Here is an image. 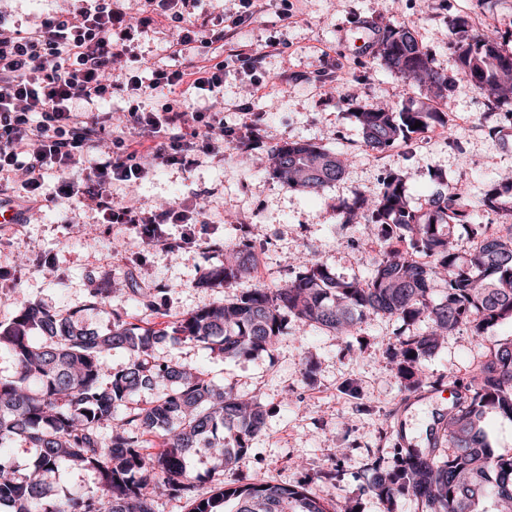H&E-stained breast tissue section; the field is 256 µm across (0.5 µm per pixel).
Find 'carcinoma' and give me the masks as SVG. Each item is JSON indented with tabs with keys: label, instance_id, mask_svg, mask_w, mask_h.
<instances>
[{
	"label": "carcinoma",
	"instance_id": "cac0c4a2",
	"mask_svg": "<svg viewBox=\"0 0 512 512\" xmlns=\"http://www.w3.org/2000/svg\"><path fill=\"white\" fill-rule=\"evenodd\" d=\"M448 39L459 73L483 95L504 90L493 101L512 108V50L464 18L450 22ZM375 58L407 84H424L448 98L454 80L431 66L413 25L383 29ZM352 116L364 147L374 153L447 122L446 113L423 101L371 105ZM271 161L275 179L308 194L334 184L346 166V159L311 140L275 147ZM434 181L442 189L424 207L409 200L403 175L389 173L377 192L357 191L338 208L339 223L377 229L359 245L365 278H339L326 262L308 261L281 286L248 288L170 326L155 328L133 314L116 319L105 333L85 328L76 312L61 316L39 304L23 307L0 325V350L16 363L13 375H0V508L158 512L157 500L167 497L185 502L188 512H338L303 485L268 481L230 487L221 481L213 495L198 497L199 476L189 469L190 459L209 455L213 474L232 469L264 428L266 412L258 400L241 399L200 370L158 359L155 345L168 339L234 359L271 349L290 318L335 335L374 316L423 321L426 329L398 341L391 355L405 386L417 389L426 380L421 362L461 326L479 337L512 322V227L505 235L491 231V223L474 219L464 191L444 185L440 173ZM481 204L488 213L512 217V179L491 182ZM453 224L466 226L479 241L466 257L450 239ZM225 251L230 258L207 268L201 284L224 288L254 273L253 252L239 246ZM114 351H128L132 359L114 369L107 363ZM154 389L153 400H136ZM489 414L512 420V338L473 369L464 393L438 416V436L424 448L397 449L392 467L372 462L363 490L389 504L411 497L420 512H493L502 503L512 505V455L491 447L481 427ZM20 441L34 448L37 479L17 475L10 450ZM62 465L94 473L96 489L55 493L50 478Z\"/></svg>",
	"mask_w": 512,
	"mask_h": 512
}]
</instances>
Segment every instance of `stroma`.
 Segmentation results:
<instances>
[{
    "label": "stroma",
    "mask_w": 512,
    "mask_h": 512,
    "mask_svg": "<svg viewBox=\"0 0 512 512\" xmlns=\"http://www.w3.org/2000/svg\"><path fill=\"white\" fill-rule=\"evenodd\" d=\"M78 7L77 0H0L1 10L26 25ZM253 11L229 45L252 49L256 67L248 71L229 61L216 90L225 126L239 127L249 117L257 121L259 139L248 162L230 149L189 170L159 164L119 197L145 209L176 200L202 202L211 222L208 242L253 245L255 273L226 288H208L200 283L212 263L205 249L174 257L142 241L128 225L99 223L94 210L78 208L69 225L52 206L31 223L0 225V324L33 302L63 315L80 312L84 325L101 333L135 312L151 325L171 323L245 289L277 287L306 257L326 261L337 276H362L367 269L355 244L373 229L341 224L336 215L354 192L376 191L383 173L399 172L418 206L436 191L432 176L439 172L476 202L485 184L512 169V129L502 126L495 104L459 76L456 55L440 36L449 21L464 16L475 26L496 28L512 48V0H254ZM404 21L415 26L432 66L455 79L444 102L448 124L434 135L371 153L361 146L354 110L378 102L400 106L418 96L374 58L379 30ZM273 41L280 48L271 52ZM254 80L267 85L258 98L250 94ZM244 103L250 106L245 113ZM288 140L316 141L348 156L343 178L316 196L272 179L266 153ZM92 288L111 294L103 307L88 310L84 302ZM138 288L159 289L157 312L138 310ZM419 330L377 317L353 335L335 336L291 319L268 352L226 359L190 343H166L155 353L201 367L214 382L259 399L267 410L264 429L225 471V483L302 484L355 512H419L412 499L391 506L362 493L356 476L374 459L391 462L400 439L424 444L433 419L452 404L441 376L451 373L467 383L483 355L512 336V324L490 327L480 337L461 327L424 360L427 380L410 391L388 348L398 336Z\"/></svg>",
    "instance_id": "1"
}]
</instances>
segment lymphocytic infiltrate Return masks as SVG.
I'll return each mask as SVG.
<instances>
[{"instance_id": "lymphocytic-infiltrate-1", "label": "lymphocytic infiltrate", "mask_w": 512, "mask_h": 512, "mask_svg": "<svg viewBox=\"0 0 512 512\" xmlns=\"http://www.w3.org/2000/svg\"><path fill=\"white\" fill-rule=\"evenodd\" d=\"M188 0H143L129 15L122 0H84L73 15L46 14L24 28L0 12V194L19 185L27 213L59 201L94 209L103 224H128L168 251L197 247L207 224L195 201H175L145 211L112 195L115 184L133 185L158 164L197 166L223 156L233 143L254 140L249 121L226 129L224 114L197 109L224 82L223 31L203 37L187 10ZM156 26L176 32L168 49L172 68L140 75L133 53L138 36ZM123 93L130 105L125 132L115 133L101 103ZM159 99L141 109V99ZM59 178L54 194L44 178ZM185 225L177 240L165 227Z\"/></svg>"}]
</instances>
